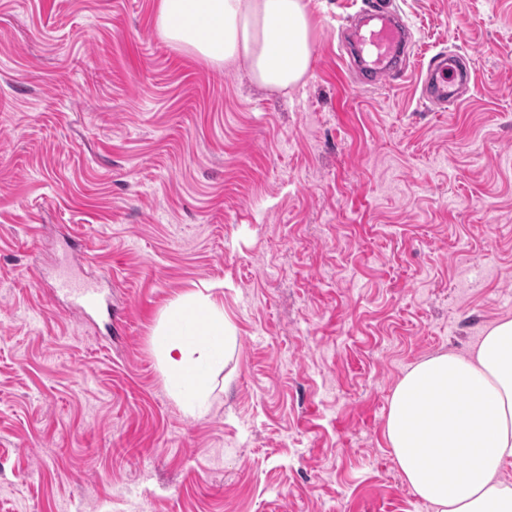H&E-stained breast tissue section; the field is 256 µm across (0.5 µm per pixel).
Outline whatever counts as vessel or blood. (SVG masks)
Returning a JSON list of instances; mask_svg holds the SVG:
<instances>
[{
  "label": "vessel or blood",
  "instance_id": "vessel-or-blood-1",
  "mask_svg": "<svg viewBox=\"0 0 512 512\" xmlns=\"http://www.w3.org/2000/svg\"><path fill=\"white\" fill-rule=\"evenodd\" d=\"M360 12L364 21L356 28L354 38L358 46L370 54L360 71V86L398 82L407 73L412 56L410 27L405 15L385 0H363ZM471 78L469 58L462 55L451 58L447 53H437L430 58L423 73L421 96L432 106L447 110L457 104L460 86L470 83ZM57 288L69 297L72 310L80 314L96 312L103 305L95 283L63 276Z\"/></svg>",
  "mask_w": 512,
  "mask_h": 512
}]
</instances>
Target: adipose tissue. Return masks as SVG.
Wrapping results in <instances>:
<instances>
[{"label":"adipose tissue","mask_w":512,"mask_h":512,"mask_svg":"<svg viewBox=\"0 0 512 512\" xmlns=\"http://www.w3.org/2000/svg\"><path fill=\"white\" fill-rule=\"evenodd\" d=\"M158 29L215 64H244L281 92L307 76L314 28L305 0H160ZM166 383L189 414L206 411L212 370L237 338L223 307L184 298L153 338ZM383 437L404 483L434 512H512V319L488 326L467 353L411 365L392 391Z\"/></svg>","instance_id":"adipose-tissue-1"}]
</instances>
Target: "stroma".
<instances>
[{"label":"stroma","mask_w":512,"mask_h":512,"mask_svg":"<svg viewBox=\"0 0 512 512\" xmlns=\"http://www.w3.org/2000/svg\"><path fill=\"white\" fill-rule=\"evenodd\" d=\"M306 3L273 93L158 0H0V512H433L382 430L410 365L512 318V0H397L418 65L471 59L449 112L352 91L355 5ZM73 236L110 313L56 289ZM206 288L238 341L198 418L152 338Z\"/></svg>","instance_id":"stroma-1"}]
</instances>
